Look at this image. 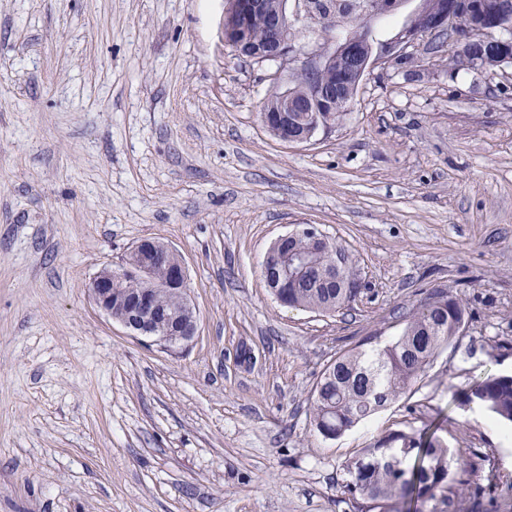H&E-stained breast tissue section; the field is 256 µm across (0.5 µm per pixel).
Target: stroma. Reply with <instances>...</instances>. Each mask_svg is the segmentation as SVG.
<instances>
[{
  "mask_svg": "<svg viewBox=\"0 0 512 512\" xmlns=\"http://www.w3.org/2000/svg\"><path fill=\"white\" fill-rule=\"evenodd\" d=\"M225 6L0 0V512H354L344 466L433 423L512 512V440L457 400L512 375V67L425 37L288 145L261 121L280 64L225 44ZM299 224L349 255L360 291L336 312L265 283ZM143 239L185 262V345L91 298ZM438 287L468 306L456 341L400 400L321 436L324 369L393 340Z\"/></svg>",
  "mask_w": 512,
  "mask_h": 512,
  "instance_id": "35a3bbf8",
  "label": "stroma"
}]
</instances>
